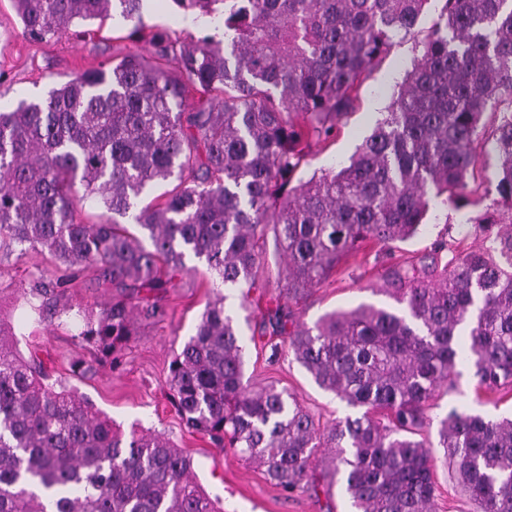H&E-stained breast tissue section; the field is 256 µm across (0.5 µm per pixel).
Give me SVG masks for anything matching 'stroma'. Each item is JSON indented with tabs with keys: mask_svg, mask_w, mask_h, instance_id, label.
Here are the masks:
<instances>
[{
	"mask_svg": "<svg viewBox=\"0 0 512 512\" xmlns=\"http://www.w3.org/2000/svg\"><path fill=\"white\" fill-rule=\"evenodd\" d=\"M442 4L430 0L416 28L397 36L379 65L358 89L355 109L340 123L335 138L312 141L298 176L348 164L357 147L369 136L383 112L396 96L405 73L423 52L422 41L437 21ZM145 33L161 29L179 40L205 35L203 22L179 9L173 0H142ZM127 25L121 18L78 24L62 37L47 43L30 42L21 33V22L11 0H0V108H15L20 100L44 95L65 76L99 68L123 54L129 43ZM472 207L455 209L439 204L430 210L420 232L397 243L391 252L374 246L346 256L320 286L298 299L287 300L295 322L313 326L325 313L349 311L362 304L388 307L393 303L383 288L393 259L404 257L419 262L429 256L438 241L446 240L464 250L481 247L482 238L469 224ZM189 269L179 285L162 300L164 314L157 321L135 325L117 366L98 362L95 351L80 332L83 323L75 318V307L98 308L111 301L115 290L92 273L78 278L58 298L59 312L38 319L23 294L29 291L40 271L54 272L53 258L45 252L13 251L0 244V321L11 327L25 360L42 366L50 382L63 383L87 397L95 407L120 425L150 429L169 438L193 462L198 483L224 512H351L341 489L332 493L300 489L284 492L271 483L262 466L229 448L214 446L207 437L189 433L169 402V366L185 341L195 333L206 305L216 295L204 262L189 257ZM284 260L273 238H266L263 260L257 270L259 289L250 294V305L241 308V291L225 289L224 307L237 324L245 352V378L254 385L271 384L288 389L320 424H331L350 415L351 409L332 393L321 389L291 352L268 362V349L260 332L272 288ZM457 390L439 395L430 411L432 424L425 433L431 443L437 512H469L471 503L453 479L439 445L440 421L452 410L480 413L491 418L512 414V398L493 406L479 401L474 393L473 370L461 366Z\"/></svg>",
	"mask_w": 512,
	"mask_h": 512,
	"instance_id": "obj_1",
	"label": "stroma"
}]
</instances>
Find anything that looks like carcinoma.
I'll return each instance as SVG.
<instances>
[{
    "instance_id": "carcinoma-1",
    "label": "carcinoma",
    "mask_w": 512,
    "mask_h": 512,
    "mask_svg": "<svg viewBox=\"0 0 512 512\" xmlns=\"http://www.w3.org/2000/svg\"><path fill=\"white\" fill-rule=\"evenodd\" d=\"M33 42L119 15L137 42L141 0H12ZM216 33L181 42L165 31L42 99L0 112V238L40 249L68 273L92 269L123 295L81 315L82 339L117 364L136 318L157 320L191 255L226 288L257 287L261 243L284 258L277 287L296 298L364 244L413 238L433 200L472 204L484 113L512 102V0H444L439 22L397 96L349 164L292 184L310 140L330 138L361 76L413 30L428 0H173ZM198 95L196 107L186 100ZM495 191L512 207V111L491 132ZM176 180L130 214L146 189ZM109 216L76 219L83 196ZM132 216L151 248L120 217ZM469 221L485 245L407 269L389 294L312 327L267 308L270 359L288 347L320 388L364 409L327 428L287 389L244 382V352L224 297L208 303L170 366L184 425L265 467L287 492L341 477L355 512H435L431 452L417 439L431 402L457 389L512 392V214ZM39 315L57 296L31 288ZM440 445L476 512H512V419L451 411ZM327 451L319 479L310 467ZM0 512H223L193 480L192 460L160 433L124 436L112 420L19 353L0 323Z\"/></svg>"
}]
</instances>
